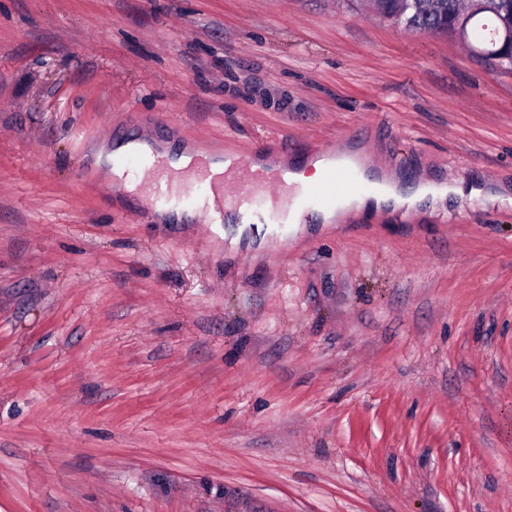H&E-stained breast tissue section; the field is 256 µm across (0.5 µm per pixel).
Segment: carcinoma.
I'll use <instances>...</instances> for the list:
<instances>
[{
	"label": "carcinoma",
	"mask_w": 512,
	"mask_h": 512,
	"mask_svg": "<svg viewBox=\"0 0 512 512\" xmlns=\"http://www.w3.org/2000/svg\"><path fill=\"white\" fill-rule=\"evenodd\" d=\"M374 9L404 27L428 34L454 35L461 21L483 45L482 57L501 69L512 70V48H501L498 33L512 29V0H488V8L469 13L464 0H374Z\"/></svg>",
	"instance_id": "obj_1"
}]
</instances>
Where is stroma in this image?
Here are the masks:
<instances>
[{
  "label": "stroma",
  "instance_id": "35a3bbf8",
  "mask_svg": "<svg viewBox=\"0 0 512 512\" xmlns=\"http://www.w3.org/2000/svg\"><path fill=\"white\" fill-rule=\"evenodd\" d=\"M343 136L462 192L282 233L94 167ZM0 512H512V71L358 0H0Z\"/></svg>",
  "mask_w": 512,
  "mask_h": 512
}]
</instances>
